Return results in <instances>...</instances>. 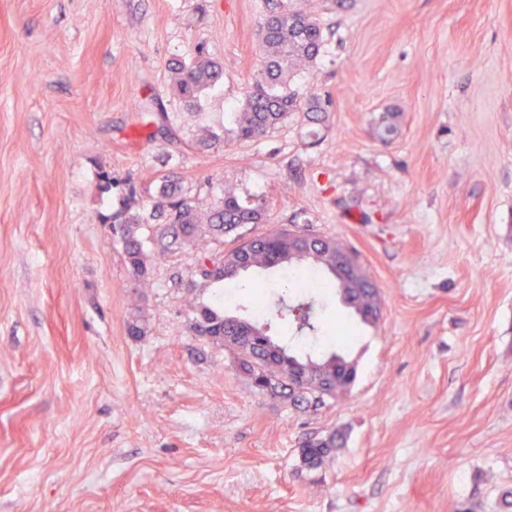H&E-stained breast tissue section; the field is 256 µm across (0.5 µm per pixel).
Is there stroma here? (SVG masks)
Listing matches in <instances>:
<instances>
[{
  "mask_svg": "<svg viewBox=\"0 0 512 512\" xmlns=\"http://www.w3.org/2000/svg\"><path fill=\"white\" fill-rule=\"evenodd\" d=\"M264 12L0 0V512H506L512 0H343L292 82L332 100L318 135L294 112L259 140L193 147L195 123L223 126L246 97ZM198 46L224 81L196 120L168 64ZM169 173L203 204L225 182L265 198L246 236L307 229L357 253L382 317L356 324L330 299L317 342L354 332L349 393L293 408L192 335L194 250L134 301L101 217ZM332 432L331 461L305 467L304 442Z\"/></svg>",
  "mask_w": 512,
  "mask_h": 512,
  "instance_id": "stroma-1",
  "label": "stroma"
}]
</instances>
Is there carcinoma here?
I'll use <instances>...</instances> for the list:
<instances>
[{
    "label": "carcinoma",
    "instance_id": "carcinoma-1",
    "mask_svg": "<svg viewBox=\"0 0 512 512\" xmlns=\"http://www.w3.org/2000/svg\"><path fill=\"white\" fill-rule=\"evenodd\" d=\"M267 14L260 24L262 63L238 111L232 113V128L225 131L239 142L254 141L275 128L290 112H304L308 121L319 122L329 102L315 94L300 95L291 81L298 72L317 63L325 46L322 14L308 8L312 0H266ZM219 61L195 49L194 59L173 66V84L188 108L222 78ZM158 201L147 206L130 188L118 207L103 217L113 241L121 248L134 289L151 286L154 261L174 250L191 247L201 258L197 279L187 285L194 294L212 284L260 288L241 277L252 271L280 269L312 272L324 286L340 294L362 323L373 326L382 316V294L363 271L357 255L334 238L307 230H279L245 238L246 224L267 221L261 198L240 195L234 187L218 186L216 197L204 206L191 197L179 179L165 175L156 184ZM229 237L234 246L216 251ZM290 287L306 295L296 306V331H316L317 297L305 279L293 278ZM190 329L196 336L213 337V346L229 355L231 366L257 393L281 400L292 407L318 411L348 393L357 377V364L336 353L302 356L288 352L287 345L267 334L263 320L224 314V290L213 302H189ZM128 335L139 338L148 332L146 317L137 309L127 321ZM343 437L332 433L310 439L300 448L303 464L319 468L329 461Z\"/></svg>",
    "mask_w": 512,
    "mask_h": 512
}]
</instances>
